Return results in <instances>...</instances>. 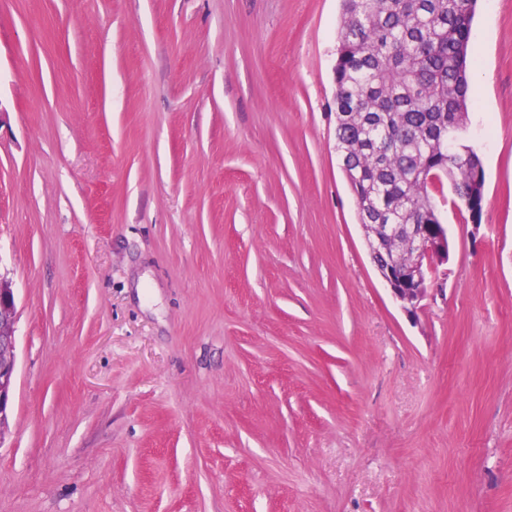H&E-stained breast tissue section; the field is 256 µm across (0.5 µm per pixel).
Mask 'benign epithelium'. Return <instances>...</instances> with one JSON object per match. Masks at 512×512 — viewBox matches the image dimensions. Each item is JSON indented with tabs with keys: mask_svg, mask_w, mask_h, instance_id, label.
<instances>
[{
	"mask_svg": "<svg viewBox=\"0 0 512 512\" xmlns=\"http://www.w3.org/2000/svg\"><path fill=\"white\" fill-rule=\"evenodd\" d=\"M362 229L370 256L387 255L375 267L393 298L406 312H416L431 287L435 266L448 262L447 225H404L398 250L391 248L396 225L364 224ZM16 318L14 291L8 282L0 279V435L7 422L16 382Z\"/></svg>",
	"mask_w": 512,
	"mask_h": 512,
	"instance_id": "obj_1",
	"label": "benign epithelium"
}]
</instances>
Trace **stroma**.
<instances>
[{"label": "stroma", "mask_w": 512, "mask_h": 512, "mask_svg": "<svg viewBox=\"0 0 512 512\" xmlns=\"http://www.w3.org/2000/svg\"><path fill=\"white\" fill-rule=\"evenodd\" d=\"M340 0H0V512H512V0L482 228L416 314L336 153ZM16 318L14 291L7 281L0 279V435L7 422L16 382Z\"/></svg>", "instance_id": "obj_1"}]
</instances>
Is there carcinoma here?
Returning <instances> with one entry per match:
<instances>
[{
	"mask_svg": "<svg viewBox=\"0 0 512 512\" xmlns=\"http://www.w3.org/2000/svg\"><path fill=\"white\" fill-rule=\"evenodd\" d=\"M477 0H342L337 149L362 224H441L431 187L481 221L485 171L459 133Z\"/></svg>",
	"mask_w": 512,
	"mask_h": 512,
	"instance_id": "1",
	"label": "carcinoma"
}]
</instances>
